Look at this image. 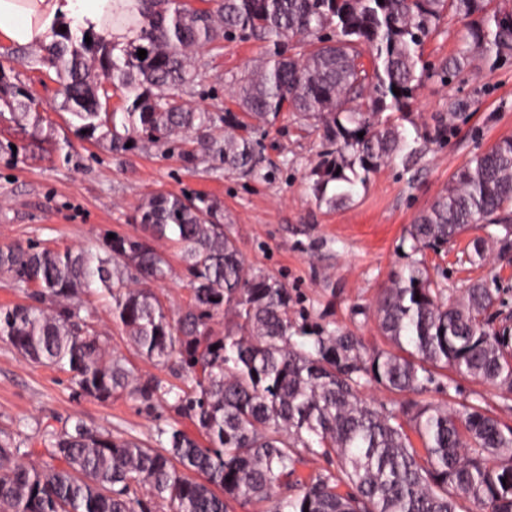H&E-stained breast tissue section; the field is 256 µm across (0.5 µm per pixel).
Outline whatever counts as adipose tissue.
I'll return each instance as SVG.
<instances>
[{
  "instance_id": "ef3b65f1",
  "label": "adipose tissue",
  "mask_w": 512,
  "mask_h": 512,
  "mask_svg": "<svg viewBox=\"0 0 512 512\" xmlns=\"http://www.w3.org/2000/svg\"><path fill=\"white\" fill-rule=\"evenodd\" d=\"M127 0H0V41L17 46L48 42L60 23L92 29L105 40L134 37L114 26L113 12L126 11Z\"/></svg>"
}]
</instances>
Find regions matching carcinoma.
<instances>
[{
  "instance_id": "1",
  "label": "carcinoma",
  "mask_w": 512,
  "mask_h": 512,
  "mask_svg": "<svg viewBox=\"0 0 512 512\" xmlns=\"http://www.w3.org/2000/svg\"><path fill=\"white\" fill-rule=\"evenodd\" d=\"M210 2L195 9L185 0H137L138 16L112 15L113 24L137 30L133 39L58 30L50 44L21 53L55 70L62 110L114 154L145 143L173 152L220 121L224 140L200 139L204 153L228 171L258 176L261 153L248 130L285 110L298 115L320 134L307 179L331 209L398 157L410 170L420 152L412 143L455 134V112L431 128L411 118L408 100L424 77L448 80L473 59L512 58V12L490 9L491 0ZM448 14L469 23L457 56L437 69L423 59V46ZM236 39L273 46L233 79L238 111L221 117L189 107L183 95L199 76L190 53ZM111 89L131 99L126 111L108 109ZM33 105V95L0 71V108L38 126ZM387 110L399 120L383 118ZM137 214L145 235L110 239L107 230L95 253L34 242L1 247L0 275L33 303L0 308V339L30 362L65 371L80 396L109 401L128 391L172 402L205 442L172 425L157 428L154 447L78 419L38 431L63 466L37 468L23 461L31 456L25 442L0 429V512H153L158 502L169 512H232V502L270 499L274 512H460L462 500L481 512H512V426L473 405L420 399L449 370L493 386L501 409L512 410V333L493 326L497 297L484 281L453 296L416 260L375 301L392 349L367 356L355 337L334 330L299 344L288 288L246 269L217 200L152 193ZM480 221L504 231L493 237L499 256L512 251V137L459 169L405 234L421 254ZM160 240L180 252L191 285L176 312L154 291L172 274ZM94 286L111 297L128 341L183 386L142 379L112 356L83 314ZM223 315L230 321L221 334L214 325ZM370 383L400 398L377 407L363 396ZM307 456L336 469L301 484L295 474Z\"/></svg>"
}]
</instances>
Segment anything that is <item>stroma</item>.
<instances>
[{"label": "stroma", "instance_id": "obj_1", "mask_svg": "<svg viewBox=\"0 0 512 512\" xmlns=\"http://www.w3.org/2000/svg\"><path fill=\"white\" fill-rule=\"evenodd\" d=\"M467 22L446 17L438 34L423 48V57L438 65L456 53ZM264 43L227 41L198 54L200 77L192 107L221 115L233 109L232 77L266 56ZM0 68L12 82L37 98L41 125L0 118V246L37 241L50 246L94 247L101 232L142 235L136 208L152 192L207 194L224 208V228L237 241L245 263L283 282L293 297V319L307 335L338 329L356 336L367 350L389 344L378 329L372 307L391 274L414 258L405 228L445 188L456 171L499 139L512 137V59L496 66L474 64L450 83L426 78L411 103L414 118L432 124L435 116L464 109L447 143L427 144L412 170L395 164L371 174L345 206L331 209L318 203L306 178L321 149L315 128L284 112L269 127L255 131L264 146L265 178L228 175L212 157L187 160L186 154H163L145 146L115 155L82 138L76 121L60 108L62 101L53 70L33 66L0 43ZM476 225L445 251H425L433 278L450 294L462 292L475 279L498 289L495 326L512 327V261L490 249L480 266L468 263L472 242L488 237ZM174 275L157 286L167 307L185 306L190 287L179 254L158 242ZM86 301L115 356L141 375L171 381L168 368L142 357L112 319V300L102 291ZM426 400L461 403L498 410L496 390L456 374L437 377ZM83 420L113 434L155 441L157 427L191 429L173 409L147 405L139 396L120 393L111 401L75 397L67 373L23 359L0 340V428L20 436L34 435L42 422L62 425Z\"/></svg>", "mask_w": 512, "mask_h": 512}]
</instances>
